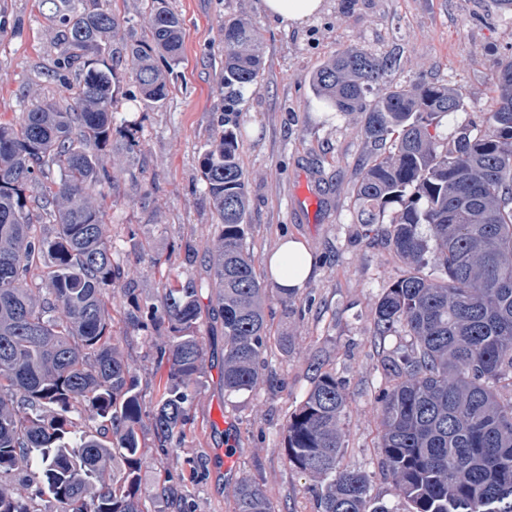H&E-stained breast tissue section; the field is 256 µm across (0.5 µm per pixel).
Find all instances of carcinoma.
I'll return each instance as SVG.
<instances>
[{
    "label": "carcinoma",
    "mask_w": 512,
    "mask_h": 512,
    "mask_svg": "<svg viewBox=\"0 0 512 512\" xmlns=\"http://www.w3.org/2000/svg\"><path fill=\"white\" fill-rule=\"evenodd\" d=\"M52 39L64 47L51 77L66 103L33 100L17 123H0V512H142L143 406L138 382L112 336L106 293L125 277L112 264L103 202L118 176L135 184L140 145L112 137L121 66L142 100L162 104L167 71L182 51L179 15L150 0L143 32L111 0H40ZM261 36L243 18L224 22L223 130L201 159L217 214L209 287L224 321V391H252L261 378L269 291L247 248L246 174L233 109L255 84ZM398 56L351 48L319 66L313 91L337 112L363 114L365 140L391 150L364 165L355 186L358 221L384 223L388 245L413 271L382 294L374 329L401 328L410 351L380 361L392 384L376 398L383 467L407 512H512V62L494 77L497 108L486 127L441 143L430 127L462 109L459 91L420 83L381 91ZM55 224L54 235L34 225ZM427 232H422V227ZM433 246H428V241ZM432 265L440 276L420 268ZM42 269L44 283L31 272ZM198 288L177 280L162 305L136 306L129 323L166 332L167 373L151 410L154 447L178 442L189 418V384L200 373ZM345 385L316 368L313 386L286 425L289 464L322 479L316 512H392L369 481L341 469ZM156 497L183 512L172 486ZM237 512H274L248 478Z\"/></svg>",
    "instance_id": "carcinoma-1"
}]
</instances>
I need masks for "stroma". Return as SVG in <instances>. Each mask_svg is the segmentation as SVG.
<instances>
[{"label": "stroma", "instance_id": "35a3bbf8", "mask_svg": "<svg viewBox=\"0 0 512 512\" xmlns=\"http://www.w3.org/2000/svg\"><path fill=\"white\" fill-rule=\"evenodd\" d=\"M182 22V53L162 105L134 99L127 77L115 87V130L133 133L141 148L137 184L119 178L104 203L112 259L135 290L109 293L112 330L138 379L144 410H151L165 371L157 364L162 335L128 324L134 303H160L168 282H200L198 334L205 357L190 385L195 398L181 443L155 448L150 418L142 433L148 463L142 469L144 512H162L154 494L176 482L189 512H237L242 478L258 484L274 512H312L315 480L289 465L284 428L311 385L316 367L335 372L349 395L341 418L339 466L365 473L370 494L393 512H406L383 468L376 397L389 384L382 354L407 350L404 332H374L376 303L410 268L387 244L388 225L358 224L354 185L372 148L361 116L340 114L319 101L313 71L347 49L365 48L400 59L386 87L421 82L459 90L462 111L432 130L439 140L481 127L497 107L493 77L512 62V12L493 0H324L322 11L297 28L270 19L259 0H170ZM243 16L259 30L264 66L239 105V152L247 176V244L258 272L280 241H303L315 271L290 302L272 297L271 336L263 376L248 393L224 392V333L208 288V250L216 216L204 192L199 161L224 111V21ZM61 55L38 0H0V123L16 122L33 99L63 101L66 91L49 73ZM320 197L308 210L298 196ZM238 455L236 474L224 471V451Z\"/></svg>", "mask_w": 512, "mask_h": 512}]
</instances>
